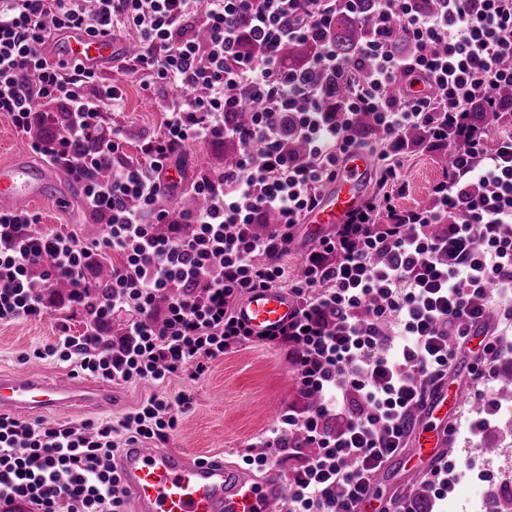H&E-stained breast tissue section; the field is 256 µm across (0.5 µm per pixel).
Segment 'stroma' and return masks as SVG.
Returning a JSON list of instances; mask_svg holds the SVG:
<instances>
[{
    "label": "stroma",
    "mask_w": 512,
    "mask_h": 512,
    "mask_svg": "<svg viewBox=\"0 0 512 512\" xmlns=\"http://www.w3.org/2000/svg\"><path fill=\"white\" fill-rule=\"evenodd\" d=\"M98 77L100 82H116L124 89V107L113 114L112 121L131 133L133 140L126 151L135 154V137L160 129L159 100L143 94L138 82L123 75L116 66L99 70ZM227 154L226 145L194 143L185 147L179 163L186 180L190 181L201 170L221 168ZM441 171L439 152L407 151L403 177L408 190L400 199L401 205L408 208L425 206L430 200V187ZM36 210L50 229L76 234L84 241L98 238L105 231L103 225L78 222V210L73 206L65 207L46 200L37 204ZM85 323L82 313L60 309L39 321L0 325V372L37 371L52 378L71 373L72 365L52 358L37 359L32 352L53 342L62 326H69L71 331L79 333L84 330ZM495 340L512 344V324L490 322L482 328L480 340L461 344L444 380L448 388L460 389L464 399L446 419L451 436L438 459L452 461L460 468L475 464V471L467 472L465 479L480 490L479 499L471 500L452 488L446 499L437 500L426 488L420 487L419 482L428 476L431 465L419 461L417 437L412 434L407 437L405 448L389 462L381 476L384 492L392 500L400 504L414 501L418 512H485L489 497L512 494V400L501 402L499 411L489 416L479 431H471L469 427L474 394L484 387L483 381L474 377L472 367L484 358L482 342ZM182 392L193 395L194 405L179 413L177 426L169 436L170 447L195 457L220 456L229 465L241 464L245 446L269 430L280 412L298 409L304 404L285 350L248 343L213 361L199 379L176 376L162 386L146 381L116 385L112 388L110 410L72 409L48 414L47 420L61 425L113 420L151 394L172 398Z\"/></svg>",
    "instance_id": "1"
}]
</instances>
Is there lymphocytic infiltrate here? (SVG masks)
Here are the masks:
<instances>
[{
	"label": "lymphocytic infiltrate",
	"mask_w": 512,
	"mask_h": 512,
	"mask_svg": "<svg viewBox=\"0 0 512 512\" xmlns=\"http://www.w3.org/2000/svg\"><path fill=\"white\" fill-rule=\"evenodd\" d=\"M361 0H0V112L22 133L58 127L31 150L83 184L82 211L107 233L84 242L43 229L39 214L0 212V324L56 309L84 313L34 350L112 383L202 376L253 335L236 315L253 291L287 287L296 315L263 341L286 348L306 400L285 411L242 460L287 463L286 512H356L373 478L402 448L415 411L442 386L473 328L512 322V131L490 135L512 86V0H371L375 29L346 57L330 32ZM84 27L133 33L129 69L162 95V131L138 137L139 158L111 115L124 90L78 63L51 58L47 37ZM317 52L303 66L282 58L290 42ZM424 82L410 96L398 75ZM481 112H474V105ZM247 112L248 120L235 116ZM372 114L378 141L361 139ZM424 130L448 163L428 207L404 210L401 175L409 128ZM305 146L289 154L286 142ZM237 141L223 171L191 183L202 208L181 234L164 181L189 144ZM375 156L382 199L366 201L285 279L278 258L294 229L336 178L343 155ZM112 175L94 176L102 159ZM277 217L265 234L263 214ZM111 264L99 288L96 271ZM120 334H113V326ZM191 394L150 396L118 420L29 423L0 414V512H124L113 459L136 441L167 443Z\"/></svg>",
	"instance_id": "lymphocytic-infiltrate-1"
}]
</instances>
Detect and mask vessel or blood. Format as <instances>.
I'll list each match as a JSON object with an SVG mask.
<instances>
[{
  "label": "vessel or blood",
  "instance_id": "b4317fda",
  "mask_svg": "<svg viewBox=\"0 0 512 512\" xmlns=\"http://www.w3.org/2000/svg\"><path fill=\"white\" fill-rule=\"evenodd\" d=\"M127 47L126 39L94 37L79 28L58 32L46 50L96 70L110 66ZM370 168L365 153H346L335 181L307 216V223H345L362 205ZM71 196V190L49 167L19 159L0 163V209L23 208L51 197L65 202ZM296 310L297 303L288 293L268 288L250 293L238 306L237 315L253 335L261 336L286 324ZM110 401V391L90 378L52 380L40 374L0 373L1 413H56L79 406L100 409ZM461 402L460 393L450 392L448 387L434 392L423 411L426 424L419 439L420 455L430 460L437 456L443 446L440 413ZM114 465L132 512H281L289 497L288 484L276 468L258 475L227 466L220 458L196 460L149 441L123 449Z\"/></svg>",
  "mask_w": 512,
  "mask_h": 512
}]
</instances>
